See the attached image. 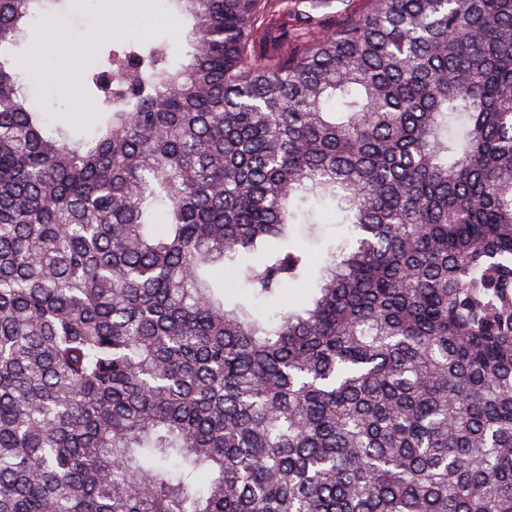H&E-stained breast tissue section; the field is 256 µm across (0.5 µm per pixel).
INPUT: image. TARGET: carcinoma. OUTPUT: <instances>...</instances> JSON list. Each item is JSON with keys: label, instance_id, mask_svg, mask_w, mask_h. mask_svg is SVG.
Wrapping results in <instances>:
<instances>
[{"label": "carcinoma", "instance_id": "obj_1", "mask_svg": "<svg viewBox=\"0 0 512 512\" xmlns=\"http://www.w3.org/2000/svg\"><path fill=\"white\" fill-rule=\"evenodd\" d=\"M60 3L0 0V512H512V0L265 58L280 0H163L187 59L100 48L80 138L10 66ZM311 196L350 225L320 259ZM317 268L273 316L214 275Z\"/></svg>", "mask_w": 512, "mask_h": 512}]
</instances>
